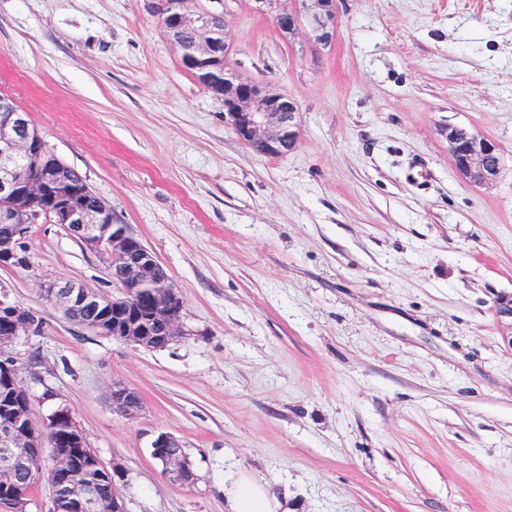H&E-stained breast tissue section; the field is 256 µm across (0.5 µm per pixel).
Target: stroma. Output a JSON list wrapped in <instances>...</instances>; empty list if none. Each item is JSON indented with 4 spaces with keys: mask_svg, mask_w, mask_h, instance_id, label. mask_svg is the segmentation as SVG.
I'll return each mask as SVG.
<instances>
[{
    "mask_svg": "<svg viewBox=\"0 0 512 512\" xmlns=\"http://www.w3.org/2000/svg\"><path fill=\"white\" fill-rule=\"evenodd\" d=\"M227 8L233 72L300 105L288 155L225 126L144 0H0V93L184 301L165 349L93 332L40 279L112 295L107 261L31 225L0 290L40 321L8 348L34 425L67 406L127 512H227L237 470L289 512H512V0H341L327 47ZM446 124L501 146L493 186L460 178ZM163 433L194 483L154 460ZM112 405L123 415L133 419L141 410L140 397L124 386H115L112 389Z\"/></svg>",
    "mask_w": 512,
    "mask_h": 512,
    "instance_id": "obj_1",
    "label": "stroma"
}]
</instances>
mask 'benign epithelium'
Here are the masks:
<instances>
[{
  "mask_svg": "<svg viewBox=\"0 0 512 512\" xmlns=\"http://www.w3.org/2000/svg\"><path fill=\"white\" fill-rule=\"evenodd\" d=\"M161 19L167 40L186 70L203 88L218 86L215 98L224 102V122L254 152L283 156L297 144L296 121L300 107L289 95L271 86L237 77L229 69L215 71L206 60L227 50L226 32L216 31L210 18L222 0H145ZM288 11L275 10L276 0H255L259 14L275 13L279 35L299 31L317 45L333 42L338 18L337 0H296ZM191 31L190 41L180 32ZM441 136L448 144L455 170L471 186L493 184L501 171L499 144L474 130L446 124ZM43 137L28 114L0 98V267L27 265L20 240L30 224H62L89 250L105 259H124L120 280L129 285L120 296H109L76 282L44 283L47 298L67 317L80 311L82 325L105 336L148 349H163L185 335L184 302L164 268L128 225L112 215L102 200L89 205L77 195L56 196L52 190L64 182L63 165L42 163ZM500 323L512 330V297L496 303ZM39 328L33 312L0 292V509L29 512L31 490L42 478L52 491L51 512H127L117 489L104 498L99 493L107 469L69 408L58 407L45 430L30 418L31 397L19 379L18 367L6 348L19 336ZM112 405L133 419L141 410L140 397L124 386L112 389ZM153 456L173 479L195 480L182 445L172 435L160 434L152 442ZM49 461L45 470L27 468L32 455Z\"/></svg>",
  "mask_w": 512,
  "mask_h": 512,
  "instance_id": "benign-epithelium-1",
  "label": "benign epithelium"
}]
</instances>
